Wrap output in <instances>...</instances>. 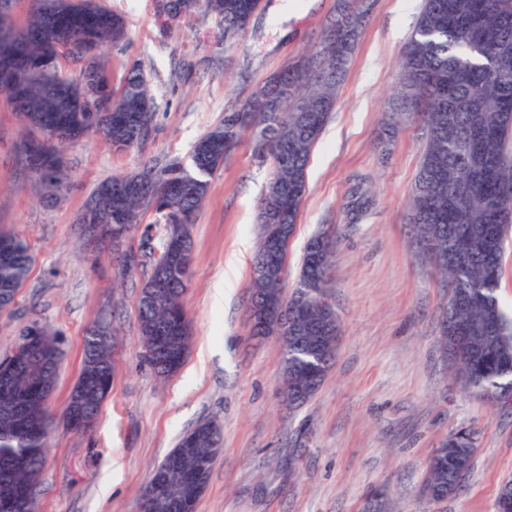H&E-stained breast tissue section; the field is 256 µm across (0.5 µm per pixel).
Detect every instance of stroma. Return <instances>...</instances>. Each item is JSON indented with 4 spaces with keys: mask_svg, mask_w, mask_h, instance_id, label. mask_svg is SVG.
Instances as JSON below:
<instances>
[{
    "mask_svg": "<svg viewBox=\"0 0 512 512\" xmlns=\"http://www.w3.org/2000/svg\"><path fill=\"white\" fill-rule=\"evenodd\" d=\"M165 0H104L128 25L127 43L108 51L120 85L139 64L156 98L147 140L113 152L97 135L65 153L69 189L46 201L21 170L23 132L0 94V228L32 256L11 312L0 315V357L32 319L61 334V415L80 369L87 329L114 334L116 372L92 432L57 426L37 489L38 512H137L151 471L197 423L224 429L196 512H363L375 489L391 512H495L512 477V408L462 390L439 349L448 292L409 244L406 214L424 135L403 127L390 143L379 130L401 74V51L423 0H372L336 109L312 154L297 228L288 245L285 287L294 289L309 239L339 238L326 299L339 322L336 356L316 394L280 408L282 350L252 334L250 264L258 242L257 204L271 176L243 139L211 177L193 228L192 279L185 294L193 339L180 369L157 376L137 325L149 265L124 270L83 237L77 216L103 180L149 160L188 158L194 143L251 91L317 46L338 0H264L248 32L228 40L215 18H174ZM374 204L361 223L346 206L358 178ZM479 432L464 488L444 502L419 495L428 460L448 433Z\"/></svg>",
    "mask_w": 512,
    "mask_h": 512,
    "instance_id": "1",
    "label": "stroma"
}]
</instances>
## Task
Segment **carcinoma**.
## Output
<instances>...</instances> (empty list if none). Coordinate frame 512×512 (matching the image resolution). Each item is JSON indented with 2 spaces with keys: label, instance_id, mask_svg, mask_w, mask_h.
<instances>
[{
  "label": "carcinoma",
  "instance_id": "1",
  "mask_svg": "<svg viewBox=\"0 0 512 512\" xmlns=\"http://www.w3.org/2000/svg\"><path fill=\"white\" fill-rule=\"evenodd\" d=\"M341 16L326 29L322 46L311 52L314 68L288 74L294 92L273 98L275 119L265 128L235 110L200 138L208 157L197 161L193 146L189 161L172 158L149 162L137 171L106 180L117 187L144 176L147 188L119 199L115 192L95 188L89 224L102 225L101 236L124 238L152 216L148 226L161 230V246L151 260V274L137 303L143 347L157 374L168 376L183 363L192 340V321L185 306L191 265L183 262L182 245L173 240L180 224H194L205 201L210 179L241 137L255 132L254 153L269 159L281 187L301 183L296 199L285 194L264 195L259 211L261 233L253 265H258L272 235L264 219L269 207L282 223L297 224L307 188V168L322 130L307 125L319 108L334 111L338 88L348 70L354 47L336 51L340 28L357 21L362 29V0H342ZM263 0H204L187 15L202 14L224 24V37L246 33ZM15 0L0 17V93L7 96L22 124L33 137L23 141L29 175L53 194L67 185L62 148L73 143L81 127L93 128L109 144L131 149L142 143V128L150 127L156 111L149 80L134 64L122 84L103 79L106 93L86 107L67 93L83 76L82 47L100 53L127 40L124 17L98 0H30L19 21ZM402 73L396 101L384 117V135L394 136L408 121L425 131L420 167L410 194L411 238L438 251H453L458 261L438 270L448 292L458 298L451 319L454 332L444 333L441 348L460 385L496 403L512 392V319L498 298L501 258L512 227V0H424L413 33L402 50ZM369 192L356 190L351 222L369 209ZM305 252L298 286L287 296L284 269L265 282H253L251 298L269 292L284 296L288 334L283 375L288 397L316 392L335 355L324 353L322 373L309 372L310 339L318 330V304L331 277L336 237L322 233ZM31 268L27 244L17 235L0 231V312L13 304ZM113 342L108 332L91 328L84 341L78 379L66 400L63 420L75 434H87L102 402L112 390ZM61 359L57 334L32 321L12 353L0 360V512H36L37 478L46 459L54 417L49 400L57 383ZM223 426L216 420L197 424L179 440L156 467L141 496L160 482L183 488L179 501L156 512H196L200 485L206 481L213 455L222 447ZM476 432L448 434L444 447L433 451L429 481L459 493L471 471Z\"/></svg>",
  "mask_w": 512,
  "mask_h": 512
}]
</instances>
